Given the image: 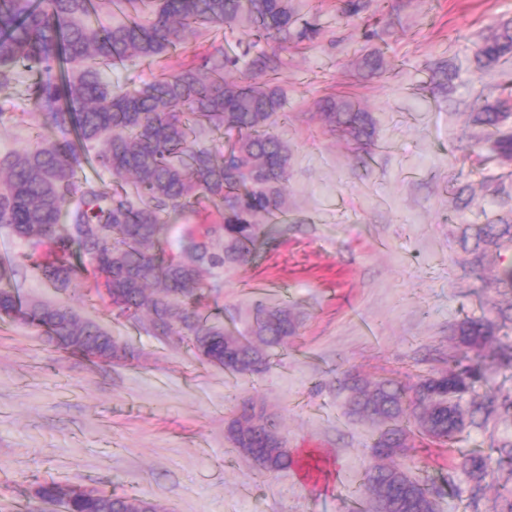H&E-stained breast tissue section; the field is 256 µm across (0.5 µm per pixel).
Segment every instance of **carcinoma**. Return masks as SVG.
I'll return each mask as SVG.
<instances>
[{
	"label": "carcinoma",
	"instance_id": "cac0c4a2",
	"mask_svg": "<svg viewBox=\"0 0 512 512\" xmlns=\"http://www.w3.org/2000/svg\"><path fill=\"white\" fill-rule=\"evenodd\" d=\"M102 13L121 21L102 26L92 18ZM294 22L289 0H95L93 8L90 0H0V86L30 73L33 104L52 132L0 156V228L24 245L0 266V282H11L23 265L66 292L86 259L105 275L115 317L170 337L207 364L241 376L263 372L271 351L297 335V316L286 306L259 303L246 332L236 334L203 308L216 277L259 254L268 244L265 224L288 211V146L277 131L285 96L272 78L284 65L281 54L262 53L251 61L253 76L234 77L239 54L218 50L134 90L112 84L106 73L133 59L160 61L182 47L189 31L243 24L255 39L280 43ZM508 54L512 27L504 25L478 47L476 63L491 69ZM317 108L328 132L362 148L371 144V117L360 105L326 96ZM469 119L481 129L470 155L483 158L486 144L500 161H512V109L505 102L486 101ZM204 134L220 135L224 145L199 146ZM87 165L108 173L118 191L77 180ZM491 190L505 210L462 228V242L472 237L474 243L458 264L476 276L494 269L499 292L512 295V171L495 178ZM203 202L217 209L220 223L189 226L178 250L166 251L161 236L171 215ZM484 306L487 312L459 325L462 352L448 358V368L408 384L390 377L366 385L340 379L353 392L351 412L377 432L379 463L362 482L367 512H438L440 491L410 476L394 457L417 442L450 446L492 421L512 426V386L477 393L486 373H512V303ZM0 316L22 317L23 325L91 362L126 353L71 306L24 299L16 288H0ZM278 434V423L267 416L228 440L262 473L321 471L320 459H300L278 446ZM496 448L497 512H512V434L498 438ZM489 469V456H464L472 512H481ZM36 495L63 512H161L138 496L77 494L55 483L41 485Z\"/></svg>",
	"mask_w": 512,
	"mask_h": 512
}]
</instances>
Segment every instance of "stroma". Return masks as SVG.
Wrapping results in <instances>:
<instances>
[{
    "mask_svg": "<svg viewBox=\"0 0 512 512\" xmlns=\"http://www.w3.org/2000/svg\"><path fill=\"white\" fill-rule=\"evenodd\" d=\"M360 2L345 15L343 0H291L297 26L314 24L317 34L289 38L278 76L288 221L273 225L254 262L226 268L207 300L209 314L238 332L256 302L288 304L297 336L269 370L235 376L115 318L92 266L62 295L19 269L23 296L66 301L132 355L94 363L0 319V512H41L35 490L47 482L134 494L165 512H347L376 459L371 425L349 413L338 378L444 367L455 327L497 294L492 278L464 277L457 227L496 210L486 184L505 171L494 159L467 160L477 133L468 114L487 96L512 94V61L493 71L475 62L484 38L512 24V0ZM247 37L241 26L191 35L165 64L133 60L110 78L132 88ZM370 54L381 70L361 68ZM442 67L452 77L446 89ZM327 94L371 112V147L323 129L315 102ZM43 122L24 84L0 87V156L32 144ZM464 185L475 197L469 207L455 192ZM243 399L275 414L293 454L322 455L324 475L261 476L232 452L225 428ZM489 446V432L474 431L460 449L423 443L399 462L439 488V512H467L456 494L466 486L460 452Z\"/></svg>",
    "mask_w": 512,
    "mask_h": 512,
    "instance_id": "obj_1",
    "label": "stroma"
}]
</instances>
